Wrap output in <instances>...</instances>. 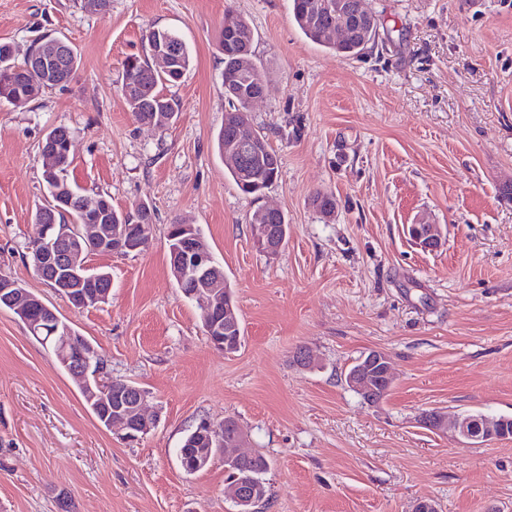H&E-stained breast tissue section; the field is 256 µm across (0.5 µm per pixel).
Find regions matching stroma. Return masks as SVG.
<instances>
[{
  "label": "stroma",
  "mask_w": 512,
  "mask_h": 512,
  "mask_svg": "<svg viewBox=\"0 0 512 512\" xmlns=\"http://www.w3.org/2000/svg\"><path fill=\"white\" fill-rule=\"evenodd\" d=\"M380 19L365 54L307 40L291 0H0V41L23 61L60 37L69 83L16 107L0 102V276L56 310L113 378L148 393L158 426L136 442L98 423L78 384L0 308V512H234L223 457L186 473L177 450L203 419L230 417L270 462L261 512H512V441L462 447L420 423L436 408L512 417V0H364ZM244 16L267 90L248 114L280 159L254 197L216 149L229 102L224 12ZM155 26L193 63L164 86L166 130L137 121L123 64ZM70 131L69 179L125 211L153 212L149 247L93 253L109 299L72 308L34 271V213L48 196L39 145ZM332 195V216L313 205ZM288 222L274 256L248 224L259 206ZM440 225L418 248L406 226ZM198 226L224 268L241 324L232 352L208 339L170 272V224ZM314 358L306 369L298 350ZM390 359L388 394L368 404L344 374L364 353Z\"/></svg>",
  "instance_id": "stroma-1"
}]
</instances>
